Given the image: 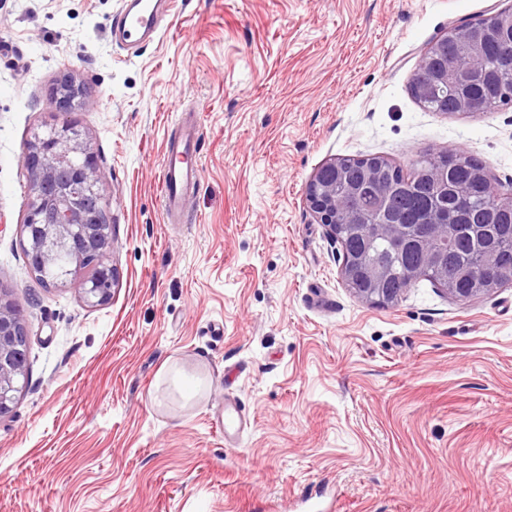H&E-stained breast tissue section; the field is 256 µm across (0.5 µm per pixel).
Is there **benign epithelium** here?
<instances>
[{"mask_svg": "<svg viewBox=\"0 0 512 512\" xmlns=\"http://www.w3.org/2000/svg\"><path fill=\"white\" fill-rule=\"evenodd\" d=\"M479 49L460 55L453 68L436 67L432 81L436 86L456 81L462 72L475 68ZM84 107L94 105L88 94L64 76L49 93V103L60 112L72 108L74 101ZM21 164L28 178L32 201L22 224L23 248L30 269L40 275L61 251L73 254L74 265L60 273L51 284L90 271L85 301L95 307L108 302L116 281L110 263L112 224L106 217L108 198L103 189L97 158L84 131L73 123L34 134L23 153ZM307 200L327 234L336 238L337 213L341 202L334 190L311 177ZM29 338L11 295L0 289V419L14 409L21 377L25 376Z\"/></svg>", "mask_w": 512, "mask_h": 512, "instance_id": "benign-epithelium-1", "label": "benign epithelium"}]
</instances>
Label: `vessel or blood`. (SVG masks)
<instances>
[{
    "label": "vessel or blood",
    "instance_id": "obj_1",
    "mask_svg": "<svg viewBox=\"0 0 512 512\" xmlns=\"http://www.w3.org/2000/svg\"><path fill=\"white\" fill-rule=\"evenodd\" d=\"M165 2L125 0L115 23V31L127 48L136 49L153 40L156 20ZM198 138L197 131H187L177 145L167 150L162 169L163 199L167 212L179 210L187 192L200 182L201 171L192 160Z\"/></svg>",
    "mask_w": 512,
    "mask_h": 512
}]
</instances>
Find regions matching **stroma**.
Listing matches in <instances>:
<instances>
[{"label": "stroma", "mask_w": 512, "mask_h": 512, "mask_svg": "<svg viewBox=\"0 0 512 512\" xmlns=\"http://www.w3.org/2000/svg\"><path fill=\"white\" fill-rule=\"evenodd\" d=\"M121 7L0 0V287L29 334L0 512H512V286L365 302L306 198L326 162L454 146L512 190V104L409 92L430 41L512 0H168L133 54ZM66 72L97 107L50 108ZM192 108L201 181L170 224L164 154ZM65 120L111 195L100 307L83 278L40 283L21 241V156Z\"/></svg>", "instance_id": "1"}]
</instances>
